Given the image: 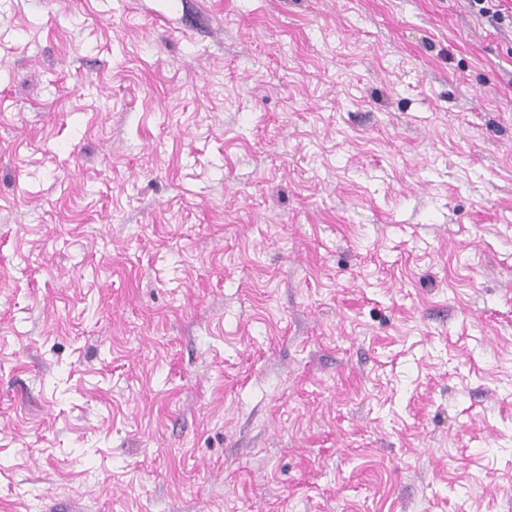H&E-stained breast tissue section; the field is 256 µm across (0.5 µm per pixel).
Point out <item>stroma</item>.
<instances>
[{"instance_id":"obj_1","label":"stroma","mask_w":512,"mask_h":512,"mask_svg":"<svg viewBox=\"0 0 512 512\" xmlns=\"http://www.w3.org/2000/svg\"><path fill=\"white\" fill-rule=\"evenodd\" d=\"M0 512H512V25L0 0Z\"/></svg>"}]
</instances>
